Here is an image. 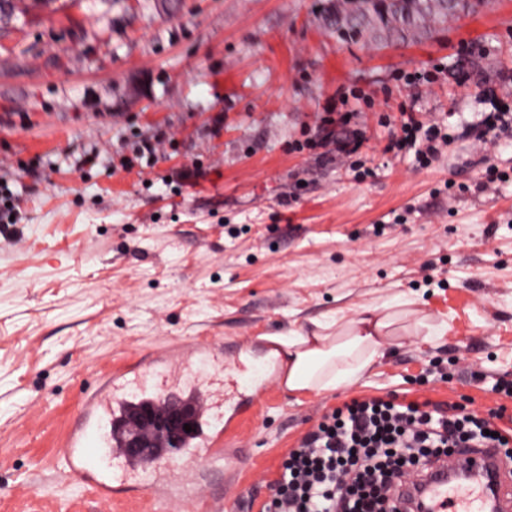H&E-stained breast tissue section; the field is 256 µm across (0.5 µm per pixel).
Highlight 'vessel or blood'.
I'll list each match as a JSON object with an SVG mask.
<instances>
[{"mask_svg": "<svg viewBox=\"0 0 512 512\" xmlns=\"http://www.w3.org/2000/svg\"><path fill=\"white\" fill-rule=\"evenodd\" d=\"M200 360L211 363V372L189 389H182V374L192 371ZM246 371L242 359L226 362L223 347L212 344H192L175 354H150L131 369L111 376L83 399L79 421L55 455L70 477L104 502L159 490L173 470H193L203 459L228 469L231 462L212 425L223 417L225 406L238 413L246 411L260 403L267 390L263 381L243 390L241 377ZM132 385L138 390L133 399L126 395ZM163 393L193 405L198 421L206 426L180 452L163 450L147 459L103 439L100 426L113 414L133 411L135 402H150ZM467 464L469 470L462 476L445 463L429 466L425 482L402 491L399 503L413 505L417 512L427 504L434 512H512V485L501 481L503 466L496 454L490 450L473 453Z\"/></svg>", "mask_w": 512, "mask_h": 512, "instance_id": "b4317fda", "label": "vessel or blood"}]
</instances>
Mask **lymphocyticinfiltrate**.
<instances>
[{"label":"lymphocytic infiltrate","mask_w":512,"mask_h":512,"mask_svg":"<svg viewBox=\"0 0 512 512\" xmlns=\"http://www.w3.org/2000/svg\"><path fill=\"white\" fill-rule=\"evenodd\" d=\"M325 124L346 128V136L298 143V150L322 159L350 162L362 145L349 131L345 113L324 116ZM401 134L389 150L413 153L430 165L448 143L443 124L427 123L417 112L399 116ZM502 412L485 417L454 404L400 402L392 397L352 399L324 414L290 449L274 481L277 492L263 512H383L404 469L446 455L452 448H507L512 429L498 428Z\"/></svg>","instance_id":"1"}]
</instances>
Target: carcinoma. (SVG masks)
<instances>
[{"instance_id":"carcinoma-1","label":"carcinoma","mask_w":512,"mask_h":512,"mask_svg":"<svg viewBox=\"0 0 512 512\" xmlns=\"http://www.w3.org/2000/svg\"><path fill=\"white\" fill-rule=\"evenodd\" d=\"M455 13L448 0H336L323 23L384 46L445 26Z\"/></svg>"}]
</instances>
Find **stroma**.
<instances>
[{"label":"stroma","mask_w":512,"mask_h":512,"mask_svg":"<svg viewBox=\"0 0 512 512\" xmlns=\"http://www.w3.org/2000/svg\"><path fill=\"white\" fill-rule=\"evenodd\" d=\"M12 2L0 181L23 215L0 223V512H225L227 492L261 512L288 451L357 397L512 418L494 390L512 381V139H478L483 113L512 105V0H470L445 28L386 48L327 29L334 0ZM440 65L437 82L407 85ZM410 104L448 122L428 168L386 149L396 127L380 116ZM344 105L363 179L292 148ZM144 139L162 143L154 164L137 155ZM489 165L505 178L483 191ZM404 297L416 312L400 343L352 386L276 382L225 423L235 470L104 503L54 456L108 372L211 343L246 350L265 377L262 336L341 327ZM422 317L442 336L426 339Z\"/></svg>","instance_id":"stroma-1"}]
</instances>
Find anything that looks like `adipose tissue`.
<instances>
[{"label":"adipose tissue","mask_w":512,"mask_h":512,"mask_svg":"<svg viewBox=\"0 0 512 512\" xmlns=\"http://www.w3.org/2000/svg\"><path fill=\"white\" fill-rule=\"evenodd\" d=\"M399 312L385 305L366 311L343 328L318 321L313 329L270 335V357L279 359V380L291 391H330L353 383L399 338Z\"/></svg>","instance_id":"ef3b65f1"}]
</instances>
